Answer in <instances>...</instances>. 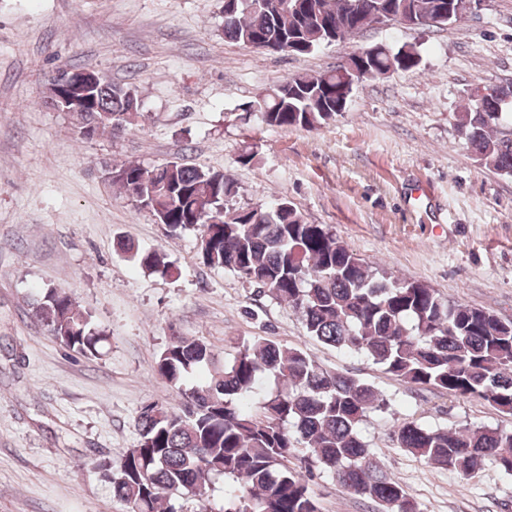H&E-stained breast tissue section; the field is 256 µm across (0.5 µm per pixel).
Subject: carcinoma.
<instances>
[{"mask_svg":"<svg viewBox=\"0 0 512 512\" xmlns=\"http://www.w3.org/2000/svg\"><path fill=\"white\" fill-rule=\"evenodd\" d=\"M458 0H224V37L256 50L309 55L324 44L360 34L381 15L409 28L448 24V3ZM372 78L390 70L414 71L413 46L351 58ZM338 65L290 78L243 107L271 128H316L345 111L353 88ZM135 88L109 82L85 112H71L76 131L91 138L125 129L139 113ZM512 86L456 113L457 127L477 160L512 176ZM109 184L145 207L170 236L208 230L201 263L224 267L288 305L307 336L363 353L387 373L414 386L444 389L458 399L480 398L512 414V320L443 300L427 285L378 278L322 224H307L286 197L268 207L232 204L235 181L221 170L171 161L147 168L128 162L108 170ZM141 268L168 274L157 251L119 243ZM33 316L67 349L101 355L105 330L63 289L48 288ZM211 367L204 384L190 377ZM156 374L174 389L175 406H144L137 445L118 467L96 466L112 484L124 512H176L173 501L198 503L205 512L214 479H224L233 512H321L307 474L317 467L379 512H419L403 486L382 469L362 434L368 414L389 401L375 387L320 365L300 348L267 338L238 342L224 368L215 366L201 338L171 334ZM418 461L472 479L487 465L512 478V429L450 432L401 420L392 431ZM307 448L311 455L298 457ZM306 472L294 467V460Z\"/></svg>","mask_w":512,"mask_h":512,"instance_id":"obj_1","label":"carcinoma"}]
</instances>
